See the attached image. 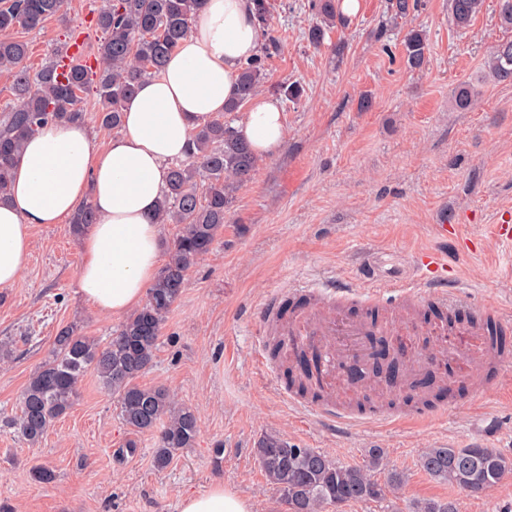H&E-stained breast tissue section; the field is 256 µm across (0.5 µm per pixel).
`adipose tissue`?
Instances as JSON below:
<instances>
[{"label": "adipose tissue", "instance_id": "ef3b65f1", "mask_svg": "<svg viewBox=\"0 0 512 512\" xmlns=\"http://www.w3.org/2000/svg\"><path fill=\"white\" fill-rule=\"evenodd\" d=\"M252 8L251 0H206L162 72L126 102L121 131L105 148L83 123L52 122L27 141L0 202V290L22 277L32 225L65 223L88 204L98 220L81 239L77 293L112 317L140 306L160 268L162 227L153 215L169 164L186 158L192 131L223 114L242 63L268 39ZM240 134L257 156L277 153L287 138L279 102L250 100ZM180 512H252V505L217 483L185 497Z\"/></svg>", "mask_w": 512, "mask_h": 512}]
</instances>
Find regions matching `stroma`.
<instances>
[{"instance_id":"obj_1","label":"stroma","mask_w":512,"mask_h":512,"mask_svg":"<svg viewBox=\"0 0 512 512\" xmlns=\"http://www.w3.org/2000/svg\"><path fill=\"white\" fill-rule=\"evenodd\" d=\"M387 0H359L347 26L335 27L320 48L306 35L309 0H271L278 48L263 93L278 97L288 138L260 159L236 193L224 231L191 269L168 314L152 369L142 381L165 385L196 411L201 433L163 470L152 462L151 436L135 454L119 450L130 433L115 396L86 376L71 410L39 445L0 426V502L12 512H180L183 495L215 483L248 497L253 512H287L255 456L273 434L314 448L344 465L383 449L403 487L380 502L326 506L322 512H411L419 499H453L459 512H512V476L474 495L431 479L421 454L439 445L476 444L512 457V372L503 386L474 394V380L447 414L401 405L394 421L332 426L288 402L278 366L260 356L267 342L255 325L259 309L293 285L356 281L370 267L376 282L419 280L420 253L434 251L452 267L475 302L512 312V278L499 267L490 233L499 210L512 208V84L487 76L492 47L512 38L487 8L468 30L448 20V0H418L390 21ZM95 0H69V23L48 20L25 33L32 68H41L80 32L86 54L99 39ZM426 32V65L406 70L400 42ZM463 81L480 95L465 112L452 106ZM302 87L299 98L281 86ZM440 224L459 225L440 238ZM19 284L0 290V414L14 415L34 370L48 360L60 329L107 340L117 319L97 313L75 292L80 262L68 225L38 224ZM479 239L482 252L466 242ZM53 483L33 480L39 465Z\"/></svg>"}]
</instances>
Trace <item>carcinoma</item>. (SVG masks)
Wrapping results in <instances>:
<instances>
[{"label":"carcinoma","instance_id":"carcinoma-1","mask_svg":"<svg viewBox=\"0 0 512 512\" xmlns=\"http://www.w3.org/2000/svg\"><path fill=\"white\" fill-rule=\"evenodd\" d=\"M101 2L95 64L60 54L33 73L26 65L29 43L13 31L33 30L49 19L67 23L66 0H0V70L11 73L14 96L0 106V200L8 197L11 173L26 141L50 122L85 121L87 95L98 99L101 126L120 129L126 101L142 80L162 71L205 4V0ZM448 2L450 22L458 30L468 29L486 6V0ZM496 2L500 26L512 30V0ZM417 5L416 0H387L388 13L395 20ZM312 11L315 22L308 40L315 47L322 45L327 31L347 24L338 0H312ZM401 46L405 66L411 71L421 69L428 53L425 34L412 29ZM274 47L276 40L271 36L259 54L242 65L236 96L225 114L239 111L258 94L265 78V60ZM487 68L493 80L512 83V40L493 48ZM478 95L474 85H458L454 108L470 109ZM191 143L189 156L169 167L167 188L154 215L155 223L174 224L176 230L168 261L148 289L145 304L104 342L81 334L75 325L61 330L52 357L35 370L23 389L19 413L0 418L29 444L41 443L53 423L73 407L81 382L91 371L103 390L118 397L123 424L135 435L153 436L156 469L167 468L178 452L194 447L200 434L195 411L178 404L168 388L142 385L139 379L153 365L165 320L186 287L188 272L212 249L235 193L251 180L258 159L238 128L224 118L196 130ZM94 223L95 211L86 206L71 219L70 232L78 236ZM285 376L301 394L322 397L320 383L310 376L288 368ZM255 453L288 512H318L324 505L383 500L387 487L403 482L396 471L389 472L384 483L376 477L383 470L381 448L369 450L366 465L350 466L269 435L258 442ZM421 466L430 478L473 493L488 492L512 474L511 458L479 445L429 448ZM413 512L458 510L449 499H423L413 504Z\"/></svg>","mask_w":512,"mask_h":512}]
</instances>
